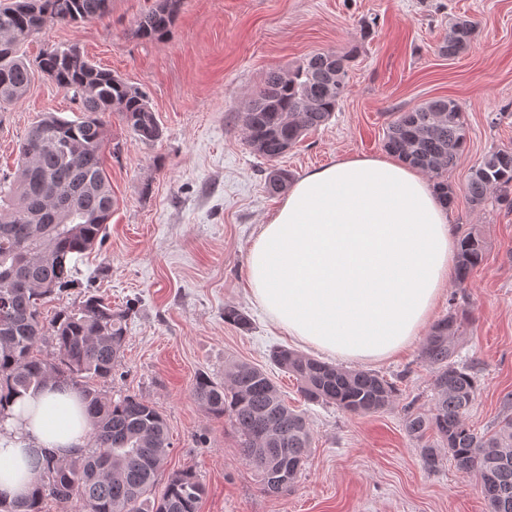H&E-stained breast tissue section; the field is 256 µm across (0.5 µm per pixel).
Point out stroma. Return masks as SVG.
I'll use <instances>...</instances> for the list:
<instances>
[{
  "label": "stroma",
  "mask_w": 512,
  "mask_h": 512,
  "mask_svg": "<svg viewBox=\"0 0 512 512\" xmlns=\"http://www.w3.org/2000/svg\"><path fill=\"white\" fill-rule=\"evenodd\" d=\"M155 3L112 0L110 17L47 23L21 48L32 63L48 49L79 48L145 90L163 129L144 144L118 115L107 116L108 139L121 148L104 156L112 219L101 245L79 260L77 287L46 303L45 315L88 295L133 306L123 352L100 389L138 396L163 415L170 448L161 473L197 474L199 512H488L476 476L448 458L425 469L421 448L439 445L436 434L420 442L406 431L408 414L434 402L435 369L421 357L428 329L405 351L369 364L396 387L386 409L357 416L309 403L271 359L299 343L261 311L246 269L263 224L285 200L266 189L270 169L298 179L339 157H387L394 113L454 100L467 136L447 174L448 225L457 239L477 233L486 254L465 286L448 283L432 318L463 314L455 360L477 382L466 422L480 434L496 426L512 394V207L492 197L472 203L467 183L486 153L512 150V0H181L165 39H138L135 21ZM457 19L473 21L477 33L451 58L439 47ZM318 52L351 57L332 118L277 160L255 155L240 113L270 73ZM45 112L72 118L77 109L38 73L24 98L0 112V174L14 173L20 142ZM230 307L249 328L225 322ZM230 358L264 370L307 420L312 446L288 494L263 491L229 419L192 396L198 375L223 382Z\"/></svg>",
  "instance_id": "35a3bbf8"
}]
</instances>
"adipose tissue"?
<instances>
[{
  "instance_id": "adipose-tissue-1",
  "label": "adipose tissue",
  "mask_w": 512,
  "mask_h": 512,
  "mask_svg": "<svg viewBox=\"0 0 512 512\" xmlns=\"http://www.w3.org/2000/svg\"><path fill=\"white\" fill-rule=\"evenodd\" d=\"M457 243L423 176L377 157H341L295 181L250 249L248 288L302 344L353 362L385 360L427 323ZM0 491L28 495L30 455L85 447L77 393L48 385L12 405Z\"/></svg>"
}]
</instances>
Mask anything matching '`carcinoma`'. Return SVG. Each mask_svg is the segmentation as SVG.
<instances>
[{
  "instance_id": "1",
  "label": "carcinoma",
  "mask_w": 512,
  "mask_h": 512,
  "mask_svg": "<svg viewBox=\"0 0 512 512\" xmlns=\"http://www.w3.org/2000/svg\"><path fill=\"white\" fill-rule=\"evenodd\" d=\"M181 0H159L135 21L134 35L158 40L169 31ZM112 0H11L0 4V112L21 100L34 73L20 48L46 23L104 19ZM476 36L475 25L459 19L448 28L441 51L455 57ZM347 55L315 53L288 76L272 73L241 113L247 143L272 161L326 124L347 86ZM37 69L71 95L80 115L69 119L45 113L19 144L13 180L0 177V417L15 398L54 381L76 388L84 405L91 447L60 459L44 452L35 465L34 490L9 500L0 512H43L50 498L62 512H198L203 485L190 470L168 475L160 496L155 484L170 442L166 420L135 395L117 400L82 378L105 381L122 353L129 311L114 310L90 295L76 308L44 316V305L75 285L79 256L93 250L112 217V187L103 167L107 141L103 115L115 112L145 143L161 138L162 127L146 93L85 59L74 47L41 56ZM444 113L437 121L434 114ZM466 143L463 112L452 99L429 101L400 112L386 130L385 148L399 160L438 179L442 204L453 192L440 177ZM512 200V151L489 152L469 177L471 202L487 193ZM485 258L481 237L468 232L459 241L457 283ZM461 321L457 313L435 323L422 357L436 368V398L429 413L408 416L406 429L417 440L434 431L456 468L477 477L489 512H512V414L490 435H479L465 417L474 399L475 377L454 361ZM51 329L57 361L34 355L45 329ZM273 361L291 374L305 400L334 404L351 415L384 410L396 388L384 377L347 370L288 349ZM194 399L209 413L228 416L243 439L246 463L260 475L262 489L282 494L305 464L312 436L306 419L290 409L268 375L252 364L230 360L224 382L200 374Z\"/></svg>"
}]
</instances>
